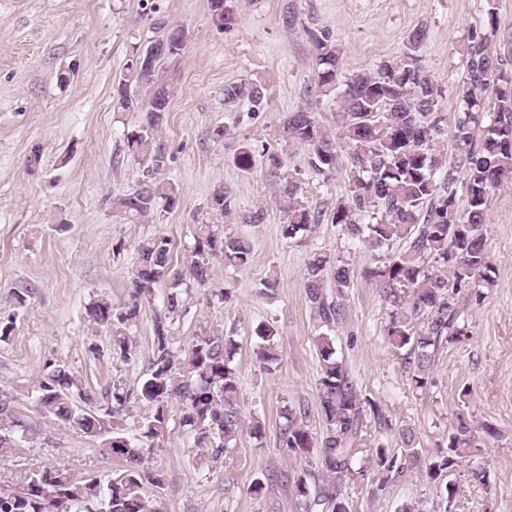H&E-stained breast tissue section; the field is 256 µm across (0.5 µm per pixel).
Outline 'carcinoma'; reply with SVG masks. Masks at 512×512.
<instances>
[{"instance_id": "obj_1", "label": "carcinoma", "mask_w": 512, "mask_h": 512, "mask_svg": "<svg viewBox=\"0 0 512 512\" xmlns=\"http://www.w3.org/2000/svg\"><path fill=\"white\" fill-rule=\"evenodd\" d=\"M213 16L221 26L236 22L224 0H211ZM501 19L488 0L482 23L469 29L464 44L466 74L458 85L460 108L453 121L438 108L442 88L410 51L385 61L374 70L341 80L340 51L330 33H310L316 79L307 94L317 98L339 94L338 132L322 127L314 113L286 112L280 124L283 141L310 152L319 173L336 169L338 146L349 147L351 178L347 194L326 214L306 206L297 197V185L280 184L279 200L285 213L283 236L295 239L328 218L362 245L384 251L398 242L405 246L388 261L364 271L392 302L389 343L402 354L403 367L416 391L424 390L440 345L462 335L461 301L478 307L496 284L487 248L488 201L501 186L512 183V34L507 50L498 42ZM165 55L182 50L177 30L154 40ZM145 53L133 55L118 80L119 103L125 110L143 113L142 122L124 135V147L147 168L149 177L168 161L161 132L167 122L170 95L157 67H142ZM149 90L139 101L131 87ZM242 98L262 104L264 87L257 84L224 88V103ZM452 125V151L437 149L445 126ZM463 195H458V191ZM163 201L167 210L179 203L178 191L160 182H145L140 190L118 200L125 218L135 224ZM234 206L227 189H216L210 210L229 213ZM371 222H364V217ZM136 261L128 275V299L121 305L100 298L86 308L89 322L112 337V358L135 361L131 340L142 306L154 301L155 289L169 285L162 306L152 318L153 353L137 392L150 414L127 423L131 393L112 382V394L82 383L69 366L51 361L37 381L35 404L64 425H73L90 437L104 438L109 454L124 461V469L106 483L97 478L77 480L66 470L45 468L24 474L0 486V512H167L165 500L146 488H162L164 473L148 465L155 440L178 415L179 427L197 448L217 461L247 431L259 437L258 416L244 420L238 401L239 378L232 364L235 343L219 332L203 328L188 343L175 336L183 312L181 288L193 284L210 290L219 302L224 289H209L215 276L214 260L242 268L253 253L251 239L229 234L217 224H199L194 245L183 262L173 265L172 242L164 235L135 246ZM355 277L349 262L314 251L305 265L303 287L321 332L316 336L321 376L316 397L323 431L313 438L302 415L287 411L282 445L287 451L314 453L317 475L305 472L294 479L293 493L304 512H350L343 486L366 476L367 467L388 475L404 472L398 455L363 435L364 419L388 426L382 411L361 398L336 351V327L347 315L344 297ZM258 361L267 369L277 363L278 341L273 327L260 323L253 330ZM112 397V408L101 411V400ZM28 424L16 411L13 395L0 391V450L26 439ZM476 451L471 426L460 419L448 433L447 451L425 461L426 476L438 482L440 498L452 503L456 489L443 480L458 462Z\"/></svg>"}]
</instances>
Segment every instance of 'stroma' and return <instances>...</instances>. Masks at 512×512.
Here are the masks:
<instances>
[{"label": "stroma", "mask_w": 512, "mask_h": 512, "mask_svg": "<svg viewBox=\"0 0 512 512\" xmlns=\"http://www.w3.org/2000/svg\"><path fill=\"white\" fill-rule=\"evenodd\" d=\"M290 3L297 13L292 26L283 20ZM487 5L227 0L237 21L222 30L213 22L211 0H0V322L13 325L0 340V390L16 395L31 429L29 439L0 454V484L42 468H61L80 480L120 469L99 439L40 413L29 393L46 363L59 360L97 388L116 380L137 392L152 355V309H143L132 330V364L112 359L109 334L89 327L85 309L101 297L124 301L136 241L166 236L179 259L203 223L248 236L253 255L240 270L216 262L214 285L228 289L229 300L211 301L203 290L190 288L175 332L186 342L208 325L235 340L241 408L262 418L264 432L258 439L242 435L216 465L203 462L202 449L170 421L149 459L165 474L162 495L169 512H303L291 486L277 475L318 468L316 458L281 446L286 409L304 408L309 431H322L318 325L303 288L305 263L316 250L356 270L336 349L363 397L390 422L386 430L368 424L367 434L397 452L398 430L409 425L419 450L418 459L406 460L404 473L383 487L368 479L345 486L351 512H402L408 503L418 512H443L424 461L446 448L448 431L460 417L470 423L478 450L450 475L453 512H512V186L500 188L489 203L487 247L496 286L482 306L463 309L467 335L438 349L421 392L413 390L387 343L389 301L363 275L381 257L327 220L307 237L285 239L276 201L280 182L290 177L300 200L328 210L350 180L348 148L339 149L335 171L324 176L313 171L306 148L278 137L283 113L298 109L313 112L327 130L336 128L338 100L306 95L316 78L310 33L330 31L345 78L413 51L443 88L441 111L451 114L459 108L464 39ZM173 29L183 31L185 44L159 64L170 91L161 133L169 161L159 179L177 189L180 205L171 211L156 207L142 223L131 224L117 201L138 189L143 168L124 152L123 138L142 115L116 106V84L133 53ZM419 29L426 38L414 49L410 36ZM256 81L267 85L261 106L245 98L225 104V86ZM220 126L226 130L221 138L214 133ZM245 145L257 156L247 171L235 163ZM271 153L282 160L274 173L266 160ZM222 186L235 203L224 217L209 209L213 191ZM271 274L279 288L266 296L260 282ZM29 285L35 294L17 308L15 291ZM262 322L276 329L279 343L280 361L269 371L260 368L251 337ZM487 424L498 437L484 433ZM476 468L495 485V494L472 477ZM271 473L275 481L261 495L251 493L254 480Z\"/></svg>", "instance_id": "stroma-1"}]
</instances>
